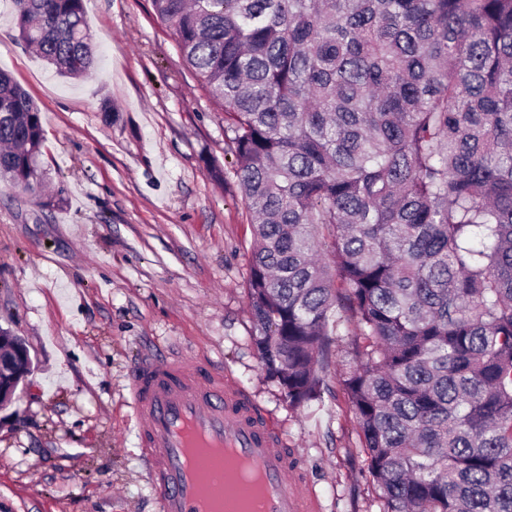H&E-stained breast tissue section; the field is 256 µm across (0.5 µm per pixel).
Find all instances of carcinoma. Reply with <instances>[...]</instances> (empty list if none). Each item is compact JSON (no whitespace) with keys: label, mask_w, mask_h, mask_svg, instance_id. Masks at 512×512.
Segmentation results:
<instances>
[{"label":"carcinoma","mask_w":512,"mask_h":512,"mask_svg":"<svg viewBox=\"0 0 512 512\" xmlns=\"http://www.w3.org/2000/svg\"><path fill=\"white\" fill-rule=\"evenodd\" d=\"M14 3L58 74L93 73L84 0ZM153 5L224 106L266 378L320 399L353 324L341 387L384 512H512V0ZM43 141L0 72V182L28 187Z\"/></svg>","instance_id":"obj_1"}]
</instances>
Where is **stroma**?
I'll list each match as a JSON object with an SVG mask.
<instances>
[{"label":"stroma","mask_w":512,"mask_h":512,"mask_svg":"<svg viewBox=\"0 0 512 512\" xmlns=\"http://www.w3.org/2000/svg\"><path fill=\"white\" fill-rule=\"evenodd\" d=\"M92 76H60L0 0V70L37 106L36 191L0 187V327L32 371L0 411V512H157L126 384L139 356L223 371L303 463L322 512H381L332 348L321 399L290 407L252 346L249 215L224 108L152 0H85ZM114 119L105 121L104 104Z\"/></svg>","instance_id":"stroma-1"}]
</instances>
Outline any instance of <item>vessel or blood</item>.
I'll use <instances>...</instances> for the list:
<instances>
[{"label": "vessel or blood", "instance_id": "obj_1", "mask_svg": "<svg viewBox=\"0 0 512 512\" xmlns=\"http://www.w3.org/2000/svg\"><path fill=\"white\" fill-rule=\"evenodd\" d=\"M128 390L159 512H207L208 487L235 462L247 464L258 483H220L228 501L257 498L259 512H320L319 500L294 480L299 458L223 373L198 362L154 360L131 370Z\"/></svg>", "mask_w": 512, "mask_h": 512}]
</instances>
